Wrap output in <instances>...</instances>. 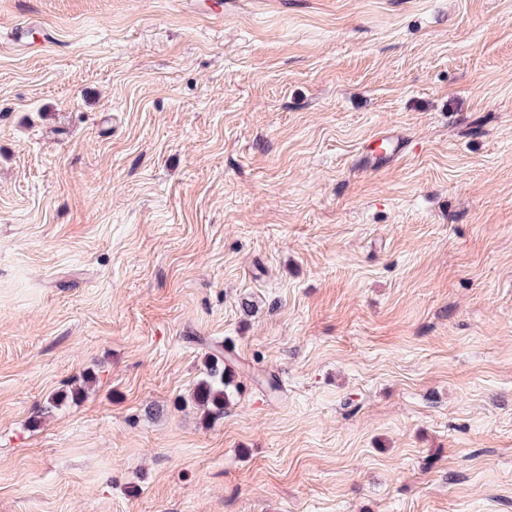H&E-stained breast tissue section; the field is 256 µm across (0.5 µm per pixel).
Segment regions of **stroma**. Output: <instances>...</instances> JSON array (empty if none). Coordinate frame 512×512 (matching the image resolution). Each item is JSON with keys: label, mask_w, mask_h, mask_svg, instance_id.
Returning a JSON list of instances; mask_svg holds the SVG:
<instances>
[{"label": "stroma", "mask_w": 512, "mask_h": 512, "mask_svg": "<svg viewBox=\"0 0 512 512\" xmlns=\"http://www.w3.org/2000/svg\"><path fill=\"white\" fill-rule=\"evenodd\" d=\"M195 2L0 0V512H512V0ZM384 145L385 149L381 148ZM409 142L395 130L387 129L369 139L362 147L357 161V169L372 172L400 160ZM237 389L235 373L228 361L217 355L207 356L204 362V377L198 383L194 398L203 414L214 419L224 415L233 390Z\"/></svg>", "instance_id": "35a3bbf8"}]
</instances>
